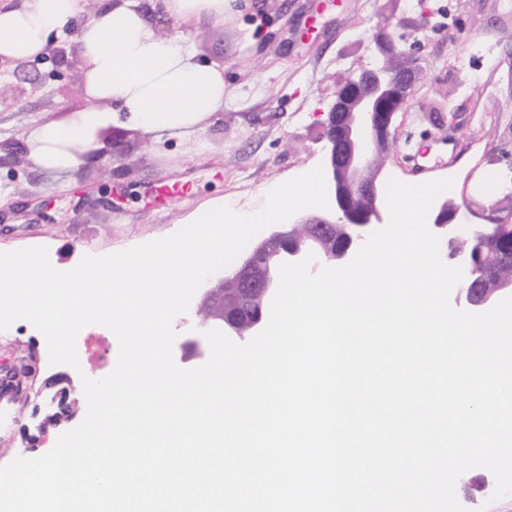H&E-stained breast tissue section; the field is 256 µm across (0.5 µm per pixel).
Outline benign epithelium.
Instances as JSON below:
<instances>
[{
	"label": "benign epithelium",
	"mask_w": 512,
	"mask_h": 512,
	"mask_svg": "<svg viewBox=\"0 0 512 512\" xmlns=\"http://www.w3.org/2000/svg\"><path fill=\"white\" fill-rule=\"evenodd\" d=\"M419 66L411 61L398 68L390 66L363 68L352 74L336 90V96L323 121L329 143L328 168L334 188L332 218L304 217L300 214L280 225L258 242L233 269L234 291L224 296V273H214L205 280V288L196 302L195 316L199 330L219 329L228 336L244 339L263 330L265 316L256 307L257 299L272 301L278 286V268L283 262H297L308 253L316 256L311 270L350 262L368 235L384 226L379 206L377 180L383 166L377 158L393 151L394 117L403 111L417 80ZM458 211L440 207L430 230L443 231L461 238L463 223L456 221ZM349 227L347 242L329 248L327 238L336 225ZM467 283L465 300L473 308L489 306L495 292L477 287L471 280V266L461 263ZM512 267V246L496 253L482 279H497L499 271ZM203 335L181 343L182 357H205Z\"/></svg>",
	"instance_id": "benign-epithelium-1"
}]
</instances>
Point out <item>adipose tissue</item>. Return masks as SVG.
<instances>
[{
	"label": "adipose tissue",
	"instance_id": "ef3b65f1",
	"mask_svg": "<svg viewBox=\"0 0 512 512\" xmlns=\"http://www.w3.org/2000/svg\"><path fill=\"white\" fill-rule=\"evenodd\" d=\"M76 0H32L24 8L0 9V57L27 60L44 52L52 34L75 14ZM237 0H167L170 16H204L223 22ZM87 92L93 105L61 123L39 125L28 135L33 162L51 173L80 164L117 105L131 122L155 138L195 136L202 122L224 107V69L201 63L180 35L165 36L131 0L100 11L80 31Z\"/></svg>",
	"mask_w": 512,
	"mask_h": 512
}]
</instances>
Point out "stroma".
I'll use <instances>...</instances> for the list:
<instances>
[{
    "mask_svg": "<svg viewBox=\"0 0 512 512\" xmlns=\"http://www.w3.org/2000/svg\"><path fill=\"white\" fill-rule=\"evenodd\" d=\"M224 23L168 19L195 60L224 68V107L196 139L154 138L127 114L75 169L49 173L29 158L28 133L89 107L84 70L57 75L49 57L0 62V251L47 247L53 267L168 237L215 200L259 212L279 184L327 164L322 123L338 85L380 57V34L420 40V79L393 127L378 179L452 180L434 199L460 204L458 221H512V0H248ZM121 155L111 158L112 146ZM184 191L156 203L159 188ZM79 368L49 362L25 321L0 331V466L47 453L84 419L82 377L116 365L118 342L100 325L76 341ZM65 389V412L36 430L43 398Z\"/></svg>",
    "mask_w": 512,
    "mask_h": 512,
    "instance_id": "35a3bbf8",
    "label": "stroma"
}]
</instances>
